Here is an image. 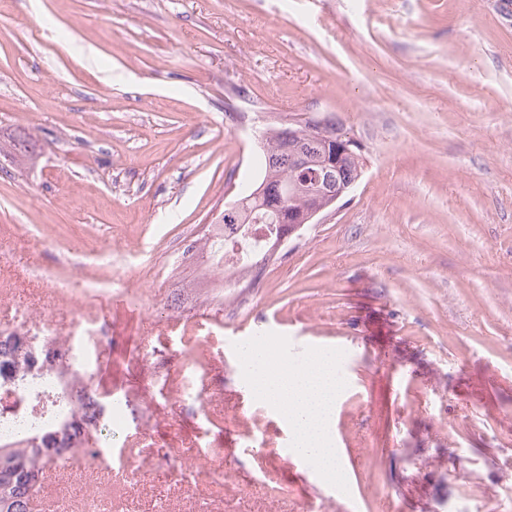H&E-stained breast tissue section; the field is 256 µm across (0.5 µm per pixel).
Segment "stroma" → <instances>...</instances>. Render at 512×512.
<instances>
[{
  "mask_svg": "<svg viewBox=\"0 0 512 512\" xmlns=\"http://www.w3.org/2000/svg\"><path fill=\"white\" fill-rule=\"evenodd\" d=\"M334 117L352 189L219 290L174 260L262 173L265 129ZM0 312L71 279L111 327L98 379L130 479L57 467L36 512H512V16L497 0H0ZM50 305V304H49ZM341 352L348 491L289 468L241 343ZM200 363L222 390L182 392ZM147 436H138L140 424ZM252 435L265 461L242 452ZM165 448L152 457L148 443ZM220 449L211 480L204 447Z\"/></svg>",
  "mask_w": 512,
  "mask_h": 512,
  "instance_id": "35a3bbf8",
  "label": "stroma"
}]
</instances>
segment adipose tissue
<instances>
[{"mask_svg": "<svg viewBox=\"0 0 512 512\" xmlns=\"http://www.w3.org/2000/svg\"><path fill=\"white\" fill-rule=\"evenodd\" d=\"M243 358L253 394L286 417L295 453L320 475L343 483L344 467L330 433L341 392L335 352L319 350L307 363L288 366L270 360L258 344L245 351Z\"/></svg>", "mask_w": 512, "mask_h": 512, "instance_id": "obj_1", "label": "adipose tissue"}]
</instances>
